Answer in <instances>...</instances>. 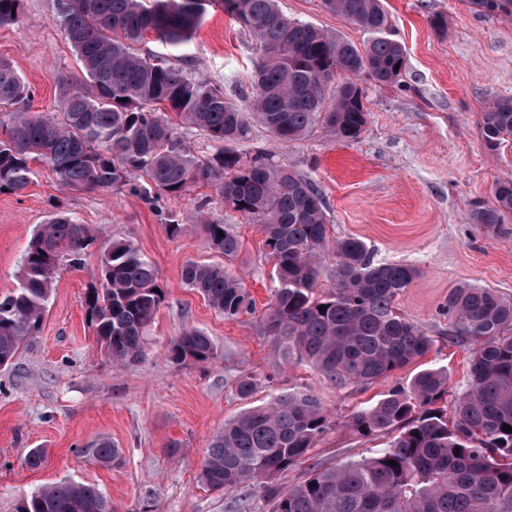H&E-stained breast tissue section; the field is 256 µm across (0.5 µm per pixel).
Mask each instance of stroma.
I'll return each mask as SVG.
<instances>
[{"label": "stroma", "mask_w": 512, "mask_h": 512, "mask_svg": "<svg viewBox=\"0 0 512 512\" xmlns=\"http://www.w3.org/2000/svg\"><path fill=\"white\" fill-rule=\"evenodd\" d=\"M288 16L360 45L365 33L321 0H278ZM391 34L404 47L399 83L364 91L368 122L360 137L340 141L321 129L282 144L254 125L242 155L265 150L276 162L312 182L326 203L330 234L363 240L378 263H408L420 276L396 300L398 312L433 341L417 362L370 385L336 386L268 336L261 318L272 299V265L258 227L224 205L205 183L148 205L128 189L70 190L47 166L18 194L0 193V296L18 284L22 258L34 231L56 209L87 225L95 237L82 266L62 265L42 329L26 340L11 363L0 366V512L38 487L68 479L97 486L114 512H270L261 495L234 488L216 493L199 480L213 436L249 403L288 390H311L332 426L308 452L309 463L275 480L280 490L302 482L309 464L329 466L373 456L389 435L364 437L350 416L382 399L425 368L448 374V391L469 386L470 346L448 337L444 308L458 287L475 285L512 296V215L489 231L473 221L491 201L497 182L512 179V151L486 148L482 110L512 97V16H487L471 0H385ZM57 0H24L16 22L0 26V60L10 63L32 89L33 111L58 109V80L82 79L80 63L55 21ZM448 27L436 30L433 15ZM139 49L168 60L197 81L226 94L250 89L259 43L222 0H209L191 40L170 47L147 37ZM206 202L211 218L233 225L241 241L234 264L255 300V311L224 320L181 272L189 261L216 262L197 225L170 236L169 215L185 216ZM132 241L159 269L164 300L150 331L145 358L112 363L86 318L84 295L91 274L112 241ZM196 328L210 336L212 362H173L172 339ZM253 373L259 387L240 399L234 383ZM118 448L104 464L85 449L98 440ZM42 448V469L24 464Z\"/></svg>", "instance_id": "stroma-1"}]
</instances>
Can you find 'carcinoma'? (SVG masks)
<instances>
[{
  "instance_id": "obj_1",
  "label": "carcinoma",
  "mask_w": 512,
  "mask_h": 512,
  "mask_svg": "<svg viewBox=\"0 0 512 512\" xmlns=\"http://www.w3.org/2000/svg\"><path fill=\"white\" fill-rule=\"evenodd\" d=\"M24 0H0V25L15 22ZM259 40L250 109L224 90L187 78L175 67L138 52L146 33L163 44L187 42L199 24L204 0H58L57 22L76 51L87 85L63 76L59 112L29 111L31 90L12 65L0 60V108L10 107L0 138V193H18L31 182L38 159L74 190L127 187L145 200L151 193L178 196L204 182L224 205L264 236L273 265L272 301L265 333L311 363L338 386L368 385L426 354L433 340L395 308L420 272L410 264L374 262L354 237L330 242L319 190L266 152L248 158L234 145L251 137L253 123L288 143L319 125L344 141L367 123L362 89L366 73L380 85L399 81L405 49L391 38L382 0H321L368 34L362 46L311 23L289 17L277 0H224ZM487 15H512V0H473ZM194 126L215 153L202 159L177 136L176 121ZM482 138L493 151L512 149V98L483 110ZM512 214V180L500 181L492 202L475 221L493 229ZM198 225L224 264L188 262L184 284L226 320L254 311L255 301L232 266L241 250L234 228L199 208L190 218L172 215L173 236ZM223 236H218V232ZM92 244L87 227L60 212L32 235L18 286L0 298V366L41 328L57 274L65 260L82 261ZM336 255L331 284L320 282L324 253ZM160 271L130 241L103 253L85 293L88 321L112 362L144 356L149 331L164 299ZM448 336L474 346L470 386L451 405L448 376L422 369L394 386L376 405L351 417L370 437L396 436L369 458L320 467L283 492L273 480L302 464L331 421L310 390L277 393L245 410L215 435L200 479L211 491L243 484L262 488L272 512H512V297L492 288L462 286L448 295ZM175 361L208 364L209 336L188 329L174 338ZM257 381L241 374L235 389L244 400ZM99 462L119 450L107 440L86 449ZM395 464L390 465L388 461ZM15 512H112L95 486L69 481L40 487L20 498Z\"/></svg>"
}]
</instances>
